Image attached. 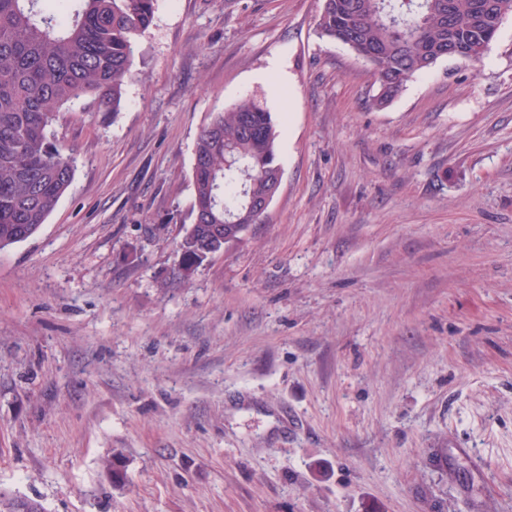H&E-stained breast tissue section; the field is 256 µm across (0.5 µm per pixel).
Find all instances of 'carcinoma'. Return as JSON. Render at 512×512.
Here are the masks:
<instances>
[{
	"label": "carcinoma",
	"mask_w": 512,
	"mask_h": 512,
	"mask_svg": "<svg viewBox=\"0 0 512 512\" xmlns=\"http://www.w3.org/2000/svg\"><path fill=\"white\" fill-rule=\"evenodd\" d=\"M0 0V251L34 235L71 187L75 164L54 142L63 107L83 99L116 112L132 78L138 37L158 0ZM512 16V0H322L316 31L372 67L383 106L437 61L474 67ZM277 125L264 106L243 98L216 113L197 136L190 207L192 234L180 243L187 279L206 260L214 227L233 213L242 224V190L267 195L284 170ZM0 512H44L34 500L0 501Z\"/></svg>",
	"instance_id": "obj_1"
}]
</instances>
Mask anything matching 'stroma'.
I'll list each match as a JSON object with an SVG mask.
<instances>
[{"label":"stroma","mask_w":512,"mask_h":512,"mask_svg":"<svg viewBox=\"0 0 512 512\" xmlns=\"http://www.w3.org/2000/svg\"><path fill=\"white\" fill-rule=\"evenodd\" d=\"M320 0H159L74 181L0 251V494L45 512H512V16L392 103ZM250 97L284 175L176 272L193 147ZM114 470L103 466L104 460Z\"/></svg>","instance_id":"1"}]
</instances>
